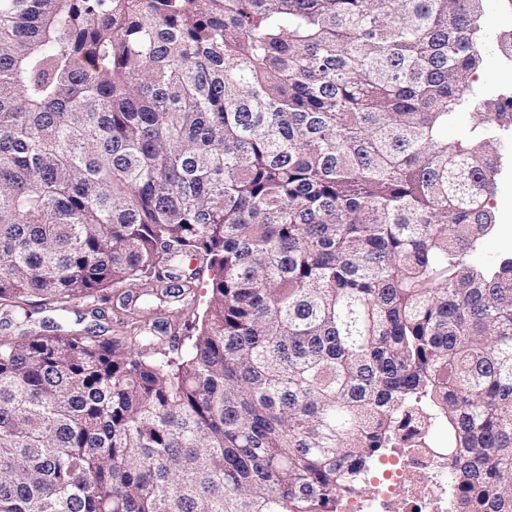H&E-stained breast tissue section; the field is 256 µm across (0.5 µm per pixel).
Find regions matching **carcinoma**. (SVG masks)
Masks as SVG:
<instances>
[{"label":"carcinoma","instance_id":"carcinoma-1","mask_svg":"<svg viewBox=\"0 0 512 512\" xmlns=\"http://www.w3.org/2000/svg\"><path fill=\"white\" fill-rule=\"evenodd\" d=\"M483 0H0V307L178 272L165 348L0 339V512H342L414 414L512 512ZM470 110L471 135L448 125Z\"/></svg>","mask_w":512,"mask_h":512}]
</instances>
